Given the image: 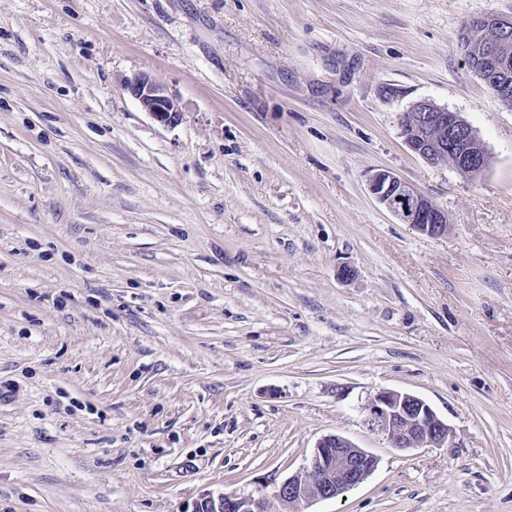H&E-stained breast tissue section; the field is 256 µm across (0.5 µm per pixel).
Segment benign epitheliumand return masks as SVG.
<instances>
[{
	"label": "benign epithelium",
	"mask_w": 512,
	"mask_h": 512,
	"mask_svg": "<svg viewBox=\"0 0 512 512\" xmlns=\"http://www.w3.org/2000/svg\"><path fill=\"white\" fill-rule=\"evenodd\" d=\"M463 35L475 53L479 77L504 106L511 108L512 15L475 16L466 23ZM127 90L157 122L170 125L178 121L179 104L163 85L142 76L130 82ZM400 124L408 148L429 163L449 157L457 171L469 175L481 173L489 163L474 130L457 112L421 100L402 113ZM367 187L376 202L401 223L429 235L446 231L447 215L394 173L381 170L372 174ZM363 411L369 430L400 451L448 446V422L414 394L384 390L369 399ZM377 463L373 454L347 438L326 435L314 447L311 476H288L275 487L273 497L280 512H299L297 506L302 502L336 499L358 487ZM267 504L263 490L243 496L206 494L195 502L192 512H268Z\"/></svg>",
	"instance_id": "1"
}]
</instances>
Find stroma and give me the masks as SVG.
Masks as SVG:
<instances>
[{"label": "stroma", "instance_id": "obj_1", "mask_svg": "<svg viewBox=\"0 0 512 512\" xmlns=\"http://www.w3.org/2000/svg\"><path fill=\"white\" fill-rule=\"evenodd\" d=\"M491 12L512 0H0V512H190L328 434L378 464L300 512H512V110L459 41ZM420 100L480 175L409 150ZM380 169L446 233L379 205ZM382 390L447 446L371 432ZM127 90L139 101L142 109L157 122L170 125L178 121L181 112L179 104L163 85L142 76L130 82ZM400 124L408 148L428 163L450 157L457 171L469 175L480 174L489 163L474 130L457 112L421 100L402 113ZM370 195L401 223L411 224L429 235L446 231L447 215L427 196L415 190L394 173L381 170L369 176ZM363 411L369 430L383 435L397 450L440 448L448 444V422L414 394L380 391L368 400Z\"/></svg>", "mask_w": 512, "mask_h": 512}]
</instances>
